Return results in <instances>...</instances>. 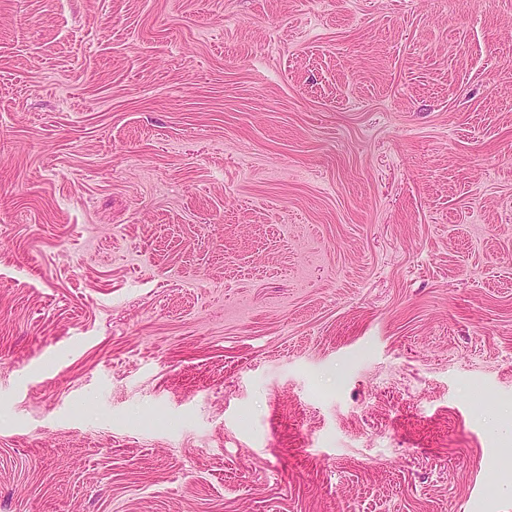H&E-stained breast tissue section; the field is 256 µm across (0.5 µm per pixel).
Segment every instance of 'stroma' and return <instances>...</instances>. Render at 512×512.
I'll return each mask as SVG.
<instances>
[{"label":"stroma","instance_id":"obj_1","mask_svg":"<svg viewBox=\"0 0 512 512\" xmlns=\"http://www.w3.org/2000/svg\"><path fill=\"white\" fill-rule=\"evenodd\" d=\"M512 0H0V512H512Z\"/></svg>","mask_w":512,"mask_h":512}]
</instances>
